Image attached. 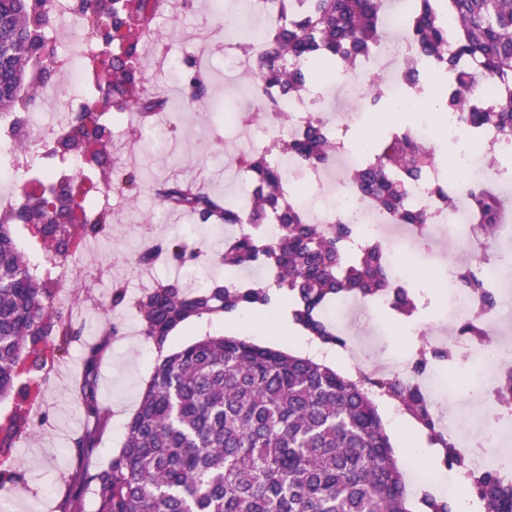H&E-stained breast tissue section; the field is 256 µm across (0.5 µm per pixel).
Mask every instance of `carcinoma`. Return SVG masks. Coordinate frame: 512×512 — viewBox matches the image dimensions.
Returning a JSON list of instances; mask_svg holds the SVG:
<instances>
[{
  "label": "carcinoma",
  "mask_w": 512,
  "mask_h": 512,
  "mask_svg": "<svg viewBox=\"0 0 512 512\" xmlns=\"http://www.w3.org/2000/svg\"><path fill=\"white\" fill-rule=\"evenodd\" d=\"M89 31L106 17L107 0H77ZM383 0H310L264 40L255 58L260 84L297 95L329 78L332 69L353 55L366 54L380 36ZM152 16L150 0H141L136 15L112 18L114 32L145 28ZM56 18L43 0L37 11L31 0H0V115L13 117V126L26 123L18 110L21 93L26 105L39 106L31 85L29 58L56 48L47 32ZM410 36L432 63L429 75L449 72L439 96L448 109L460 110L473 130L494 126L512 135V0H417ZM143 35L96 63L100 76L95 101L115 114L164 112L168 100L142 94ZM304 57L306 70L292 65ZM185 95L190 103L207 96L200 71L187 63ZM491 74L497 99L486 104L469 92L473 69ZM113 141L112 125L102 113L85 109L39 155L35 171L51 178L49 185L29 193L21 188L16 203L0 211V401L28 389L16 388L19 366L27 359L45 369L41 346L48 343L65 354L80 335L71 319L54 306L61 279L37 276L14 241L23 224L60 262L77 240L109 235L112 212L90 211L88 199L98 190H117L131 199L142 189L140 175L118 171L112 150L100 151V141ZM336 144L322 126L309 123L303 133L273 141L263 152L238 158L251 185L248 207L238 200L215 199L202 189L177 182L156 190L161 208L192 214L199 224H279L278 235L263 239L253 234L234 237L217 252L231 270L262 267L267 280L245 288L214 280L188 291L177 279L156 282L136 298L118 284L112 289L111 309L132 306L141 333L158 356L138 407L125 422L123 442L106 464L96 462L107 419L96 398L97 349L89 351L81 380L86 428L73 439L78 469L65 512H85V493L96 512H413L400 458L395 454L378 412V398L398 403L402 412L440 448L450 467L463 471L472 497L484 502L485 512H512V481L494 468H477L443 433L426 399L411 386L386 374L344 375L330 365L298 352L264 346L247 337L205 335L172 346L171 336L186 323L223 318L247 308H272L288 301L292 322L324 346L344 343L326 316V308L350 294L371 301L388 296L391 308L411 318L416 298L405 287L392 286L383 266L381 245L365 243L348 253L344 243L355 236V225L310 224L283 188V174L271 155L286 154L308 168L330 161ZM78 158L83 178L64 176L69 160ZM432 162L425 149L401 129L376 139L374 154L353 178V184L402 224L429 222L425 210L406 204V184L419 179ZM86 185L72 196L77 183ZM483 226L496 240L501 198L485 184L456 180ZM160 255L180 263L199 259L203 251L185 236L162 241L136 256L149 265ZM485 258L456 268V279L484 306L496 303L485 288ZM462 331L478 343L489 339L476 317ZM501 403L512 404V367L500 376ZM422 512H454L447 497L426 493Z\"/></svg>",
  "instance_id": "cac0c4a2"
}]
</instances>
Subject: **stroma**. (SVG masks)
<instances>
[{
  "mask_svg": "<svg viewBox=\"0 0 512 512\" xmlns=\"http://www.w3.org/2000/svg\"><path fill=\"white\" fill-rule=\"evenodd\" d=\"M235 26V21L213 14L210 0H187L177 11L151 23L154 50L146 62L144 86L166 96L179 110L180 121L160 146L133 136L138 118L127 116L113 140L112 155L117 165L137 171L144 188L132 203L121 193H114L109 236L92 241L83 253L67 259L64 265L66 299L62 309L83 326L82 336L72 343L67 356L48 367V382L32 389L28 400L10 398L0 402V425L15 422L22 432L11 447L0 448V462L26 478L12 491L11 512H62L70 497L77 468L71 441L85 427L82 394L75 379L82 376L94 346L100 349L97 399L109 413L99 455L111 457L121 447L117 425L136 409L157 352L142 336L132 308L109 310L113 283L125 282L129 295L137 296L160 279L176 277L185 287L198 289L224 275L223 265L214 258L180 266L161 262L137 266L133 258L152 242L188 231L204 244L234 233L229 226H197L185 212L159 209L153 187L177 180L219 198L236 194L241 173L233 158L249 148L247 129L225 115L219 103L225 98L234 100L242 113L255 111L257 102L241 96L237 84L224 81L225 35ZM188 59L197 61L210 85L208 101L192 104L182 93L175 72ZM445 317L444 292L434 288L421 318L410 320L390 311L383 325L374 324L367 315L357 317L356 325L367 344L389 357L416 351L420 331ZM287 318L288 306L281 303L270 309L263 325L250 322L240 312L211 321L198 320L178 329L173 342L183 345L206 334L244 335L259 344L292 349L296 346L293 335L279 331ZM110 319L123 323V335H102V327Z\"/></svg>",
  "mask_w": 512,
  "mask_h": 512,
  "instance_id": "stroma-1",
  "label": "stroma"
}]
</instances>
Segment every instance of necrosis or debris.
<instances>
[{
    "instance_id": "1",
    "label": "necrosis or debris",
    "mask_w": 512,
    "mask_h": 512,
    "mask_svg": "<svg viewBox=\"0 0 512 512\" xmlns=\"http://www.w3.org/2000/svg\"><path fill=\"white\" fill-rule=\"evenodd\" d=\"M414 0H397L396 8L388 15L387 23L395 27V34H382L376 48L364 55L348 59L342 66L348 91L353 103L349 112H332L328 109L325 93H307L285 96L273 87L265 88L266 97L272 98L279 111L288 113L290 122L281 125L274 118H267L253 129L254 144H262L281 135L296 136L308 122L317 121L341 148L335 160L326 167L309 170L292 158L276 156L275 163L282 168L287 180L286 192L298 200L309 223L332 224L339 218H348L356 224L358 234L352 239L351 248H359L364 242L377 240L382 245L387 270L395 284L406 282L404 273L395 264L396 248L411 247L447 268L445 286L448 290L449 318L479 316L493 339L484 343H471L467 356L476 371L473 390V423L478 429L482 452H473L469 442L463 441L457 430V420L448 414L447 397L434 378L423 377L413 370L408 359L389 362L378 361L375 354L358 343L346 323L350 312L383 311L385 300L363 302L354 298L337 300L338 314L334 321L346 342L342 350L347 354L354 370H381L399 377L402 383L423 393L430 409L439 417L442 431L455 439L463 454L469 455L476 467L484 468L499 461L501 449L512 441V410H502L493 400L500 372L512 366V346L505 344L498 335L502 323V307L481 306L477 298L459 288L451 270L456 263L447 259L440 245L443 240L456 243L460 257L481 256L493 251L494 246L471 220V210L463 192L448 178L449 168H456L472 183L493 182L503 189L512 188V136L503 135L497 129L483 131L480 142H472L461 112H439L438 117L448 129V140L439 143L434 138L430 122L421 118L412 126L415 139L426 146L436 162L424 175L407 187V203L415 210H427L430 222L426 225H403L395 217L380 209L372 199L358 193L351 183L353 174L361 169L372 153L368 143L346 141L345 135L353 125L370 116L375 97L391 100L396 107L409 109L425 94L423 86L410 83L406 78V62L427 66V59L417 56L408 35ZM218 15L236 20L238 27L233 42L225 46L226 75L248 71L249 66L236 51L237 44L249 50H257L266 35L281 25L284 17L279 0H215ZM93 41L84 36L61 47L53 63L37 59L31 64L34 87L47 98L58 102L63 111L74 113L92 101L93 75L87 67V58ZM316 184L315 201L301 199L296 179ZM447 189L450 198L442 200L436 188Z\"/></svg>"
}]
</instances>
